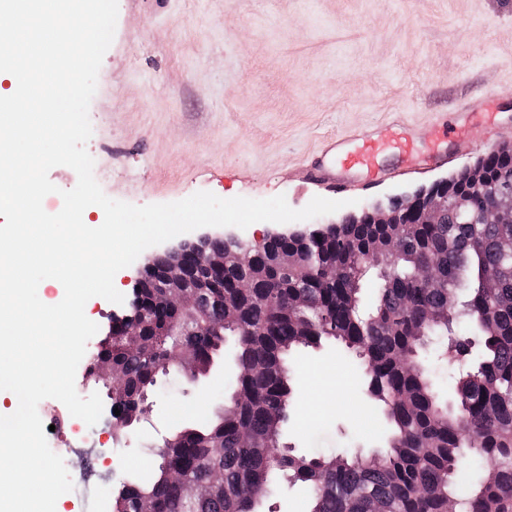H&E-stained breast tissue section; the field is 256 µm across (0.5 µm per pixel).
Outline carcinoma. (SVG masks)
Returning <instances> with one entry per match:
<instances>
[{"instance_id":"obj_1","label":"carcinoma","mask_w":512,"mask_h":512,"mask_svg":"<svg viewBox=\"0 0 512 512\" xmlns=\"http://www.w3.org/2000/svg\"><path fill=\"white\" fill-rule=\"evenodd\" d=\"M489 161L490 180L512 185V156ZM458 195L448 191L440 223L410 225L395 256L386 250L392 226L385 224H344L307 243L285 237L278 246L297 255L288 270L266 251L246 267L224 268V287L198 289L177 330L168 328L172 311L151 293L136 296L146 335L114 330L102 340L103 353L122 368L112 394L126 421L114 435L145 417L141 404L159 376L193 385L229 341L237 374L224 409L202 427L162 437L151 476L121 483L112 512H139L143 499L156 512H259L278 477L309 487L308 512H448L450 502L454 512H512V224L471 223ZM333 261L347 271L329 283L321 267ZM421 264L435 270L439 287L420 283ZM371 270L376 298L366 306L362 281ZM274 301L298 307L271 315ZM327 343L358 360L369 398L390 426L387 449L312 457L280 445L295 393L287 359ZM475 345L480 356L470 362ZM186 348L192 370L181 362ZM445 371L450 399L441 394ZM467 463L484 467L461 495L457 476ZM171 467L200 492L187 496L171 481Z\"/></svg>"}]
</instances>
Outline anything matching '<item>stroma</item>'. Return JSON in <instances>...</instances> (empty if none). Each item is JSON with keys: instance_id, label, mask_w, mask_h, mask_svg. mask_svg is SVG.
Returning a JSON list of instances; mask_svg holds the SVG:
<instances>
[{"instance_id": "stroma-1", "label": "stroma", "mask_w": 512, "mask_h": 512, "mask_svg": "<svg viewBox=\"0 0 512 512\" xmlns=\"http://www.w3.org/2000/svg\"><path fill=\"white\" fill-rule=\"evenodd\" d=\"M89 108L86 149L114 200L142 206L208 191L230 199L318 196L300 171L326 139L403 122L421 153L444 150L448 115L473 145L448 167L356 190L358 203L429 186L494 144H512V0H118L113 42ZM474 94L486 108L462 116ZM351 387L324 385L331 366ZM286 443L315 455L387 443L384 416L340 346L295 352ZM236 375L225 351L195 386L167 376L122 440L104 422L68 440L94 469L65 512H103L128 475L146 476L155 441L208 423ZM305 484L272 483L260 512H307Z\"/></svg>"}]
</instances>
